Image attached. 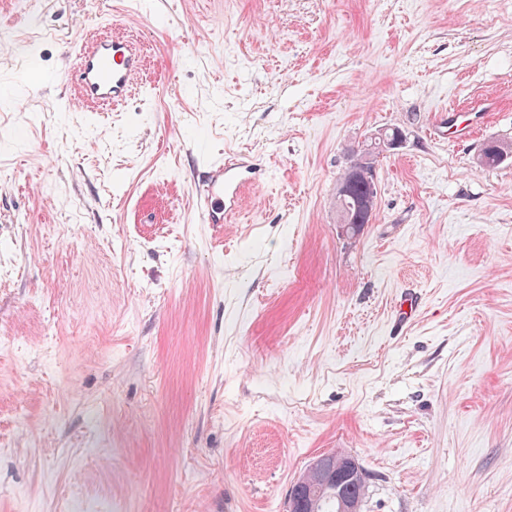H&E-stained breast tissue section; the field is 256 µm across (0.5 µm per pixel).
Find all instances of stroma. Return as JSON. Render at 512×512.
I'll list each match as a JSON object with an SVG mask.
<instances>
[{"label": "stroma", "instance_id": "1", "mask_svg": "<svg viewBox=\"0 0 512 512\" xmlns=\"http://www.w3.org/2000/svg\"><path fill=\"white\" fill-rule=\"evenodd\" d=\"M77 32L133 44L123 97L78 102ZM387 129L342 236L337 180ZM491 141L512 0H0V512H284L331 451L362 512H512ZM216 165L238 195L207 224Z\"/></svg>", "mask_w": 512, "mask_h": 512}]
</instances>
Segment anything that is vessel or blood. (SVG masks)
Wrapping results in <instances>:
<instances>
[{
	"instance_id": "obj_1",
	"label": "vessel or blood",
	"mask_w": 512,
	"mask_h": 512,
	"mask_svg": "<svg viewBox=\"0 0 512 512\" xmlns=\"http://www.w3.org/2000/svg\"><path fill=\"white\" fill-rule=\"evenodd\" d=\"M139 59L121 40L102 42L91 46L80 58L76 84L81 99L100 100L115 98L124 92L135 78ZM224 199V174L216 172L207 184L204 197V220L220 224L224 214L216 210L217 202Z\"/></svg>"
}]
</instances>
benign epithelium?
<instances>
[{
	"label": "benign epithelium",
	"instance_id": "benign-epithelium-1",
	"mask_svg": "<svg viewBox=\"0 0 512 512\" xmlns=\"http://www.w3.org/2000/svg\"><path fill=\"white\" fill-rule=\"evenodd\" d=\"M376 182H371L367 197L363 203L362 215H357L350 207H344L339 224L342 233H347L353 225L368 224L375 212ZM355 483L365 484V473L356 460L337 452L326 454L315 461L292 483L288 491L287 512H296L303 507L308 512H317L319 499L324 493H331L336 499L337 512H360V499L352 498L345 487Z\"/></svg>",
	"mask_w": 512,
	"mask_h": 512
}]
</instances>
